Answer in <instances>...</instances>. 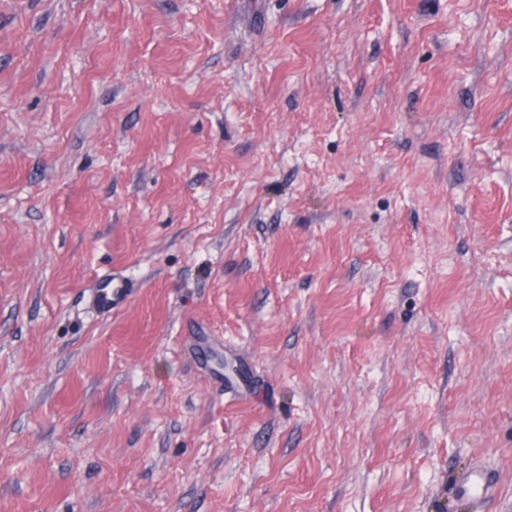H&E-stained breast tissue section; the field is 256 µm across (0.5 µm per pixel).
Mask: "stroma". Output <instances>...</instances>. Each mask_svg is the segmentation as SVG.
<instances>
[{"mask_svg": "<svg viewBox=\"0 0 512 512\" xmlns=\"http://www.w3.org/2000/svg\"><path fill=\"white\" fill-rule=\"evenodd\" d=\"M476 464L512 512V0H0V512ZM132 295V288L123 276L107 275L100 288H93L90 303L97 315H109L126 305Z\"/></svg>", "mask_w": 512, "mask_h": 512, "instance_id": "35a3bbf8", "label": "stroma"}]
</instances>
